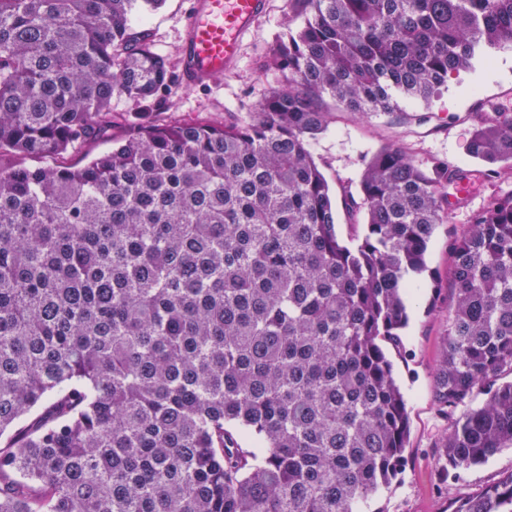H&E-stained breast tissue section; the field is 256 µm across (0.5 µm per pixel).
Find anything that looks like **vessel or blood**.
I'll return each mask as SVG.
<instances>
[{
    "instance_id": "1",
    "label": "vessel or blood",
    "mask_w": 512,
    "mask_h": 512,
    "mask_svg": "<svg viewBox=\"0 0 512 512\" xmlns=\"http://www.w3.org/2000/svg\"><path fill=\"white\" fill-rule=\"evenodd\" d=\"M266 9L267 0H190L182 82L202 85L233 68L241 41Z\"/></svg>"
}]
</instances>
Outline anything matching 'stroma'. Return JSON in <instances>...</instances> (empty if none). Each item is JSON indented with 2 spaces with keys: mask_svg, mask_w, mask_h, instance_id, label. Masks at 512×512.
<instances>
[{
  "mask_svg": "<svg viewBox=\"0 0 512 512\" xmlns=\"http://www.w3.org/2000/svg\"><path fill=\"white\" fill-rule=\"evenodd\" d=\"M266 14L245 37L235 67L210 84L189 88L175 83L169 100L178 115L249 118L268 90L277 83L274 72L261 69L276 36L289 20L286 0H268ZM187 0H165L162 8L134 20L154 51L173 69L181 67ZM512 105V48L499 52L490 66L451 80L447 91L431 108L400 99L395 112L357 114L331 110L325 131L312 140L310 150L332 190L337 205L336 232L347 246H356L363 234L343 208V194L356 190L365 160L381 146L403 147L416 166L432 172L440 165L469 170L476 161L466 150L469 131L478 116L494 112L499 104ZM512 194V172L500 170L471 193L463 207L455 209L448 223L435 230L426 257L427 270L418 276L407 300L409 322L398 345L387 354L404 393L410 433L405 465L391 486L373 498L365 512H453L454 502L479 492L512 472V450L506 449L487 462L462 470L456 480L441 481L438 444L449 431L432 399L433 374L440 360L439 341L448 328L452 282L451 243L493 196Z\"/></svg>",
  "mask_w": 512,
  "mask_h": 512,
  "instance_id": "stroma-1",
  "label": "stroma"
}]
</instances>
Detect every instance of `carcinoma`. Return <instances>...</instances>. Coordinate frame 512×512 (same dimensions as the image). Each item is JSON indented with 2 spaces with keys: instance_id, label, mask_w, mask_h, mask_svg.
Returning a JSON list of instances; mask_svg holds the SVG:
<instances>
[{
  "instance_id": "1",
  "label": "carcinoma",
  "mask_w": 512,
  "mask_h": 512,
  "mask_svg": "<svg viewBox=\"0 0 512 512\" xmlns=\"http://www.w3.org/2000/svg\"><path fill=\"white\" fill-rule=\"evenodd\" d=\"M165 0H0V512H360L400 473L406 403L383 344L449 206L512 171V109L482 118V167L419 169L396 144L344 193L336 234L311 151L342 112L430 107L512 44V0H288L250 120L168 116L174 76L131 19ZM433 400L441 471L512 447V194L452 244ZM484 399H479V396ZM453 512H512V473ZM123 128L121 125H116L109 132V137L102 140H94L85 145L81 150L67 153L60 158H44L32 159L12 155H4L1 157L0 164L2 167H12L14 165H56L57 163L64 162L69 167H82L93 157L102 154L112 148V135L119 137L122 134Z\"/></svg>"
}]
</instances>
